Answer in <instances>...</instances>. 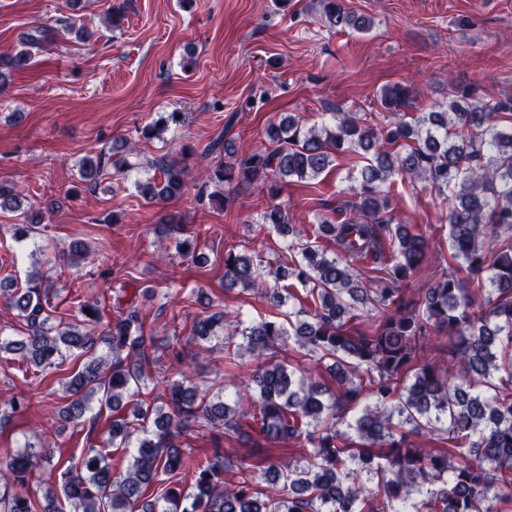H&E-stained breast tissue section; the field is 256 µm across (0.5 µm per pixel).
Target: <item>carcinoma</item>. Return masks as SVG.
I'll list each match as a JSON object with an SVG mask.
<instances>
[{
	"mask_svg": "<svg viewBox=\"0 0 512 512\" xmlns=\"http://www.w3.org/2000/svg\"><path fill=\"white\" fill-rule=\"evenodd\" d=\"M319 3L338 32L371 27L346 0ZM52 32L22 33L21 50L0 58V78L30 67ZM415 98L413 83H396L381 91L380 104L398 112ZM503 118L512 119L511 94L484 101L450 84L445 108L410 122L376 128L338 108L320 127L305 126L298 115L281 118L270 128L272 148L230 150L221 136L210 144V152L234 157L214 170L215 182L256 186L272 196L292 178H318L348 152L372 154L351 198L332 210L336 219L324 217L315 228L318 238L336 246L333 255L315 241L288 245L301 259L279 277L302 287L307 307L240 330L248 350L280 349L284 356L257 365L254 393L232 405L190 384L177 337L163 348L182 381L170 385L164 405L140 398L153 338L144 335L136 307L93 336L54 320L50 276L1 289L25 321L26 335H1L0 352L43 371L59 366L68 351L85 357L62 382L66 420L84 423L94 396L114 412L127 397L134 403L129 414L112 418L102 446L84 449L78 464L54 460L49 448L0 456V512H512V132L499 127ZM180 123L177 113L167 112L141 135L155 138ZM131 152L126 139L113 140L111 152L82 160L81 178L94 189L108 168H136ZM155 167L159 178L137 183L145 201L184 192L178 162L163 155ZM394 176L417 180L450 201L448 275L416 294L402 284L427 258L429 242L409 225L392 223L386 183ZM0 210L20 215V223L8 226L16 239L36 235L41 212L23 208L10 186L0 185ZM262 222L293 232L279 206L265 211ZM71 258L77 267L106 260L81 241ZM363 262L383 266L385 276L374 288L364 287L356 273ZM474 281L486 292L480 302L471 296ZM224 283L231 290L249 287L276 307L296 298L294 288H268L246 253L224 256ZM367 306L381 313L371 323L357 313ZM221 320L219 314L198 318L192 339L211 340ZM299 349L329 361L334 388L309 381L293 357ZM437 356L460 366L457 380L440 373ZM436 424L433 446L418 447L414 438ZM200 427H219L248 444L257 435L268 448H215L195 459L183 436ZM136 430L143 436L132 453L129 437ZM290 440L309 447L292 466L280 461L278 449ZM226 473L237 476L229 486ZM374 479L376 488L367 487Z\"/></svg>",
	"mask_w": 512,
	"mask_h": 512,
	"instance_id": "cac0c4a2",
	"label": "carcinoma"
}]
</instances>
